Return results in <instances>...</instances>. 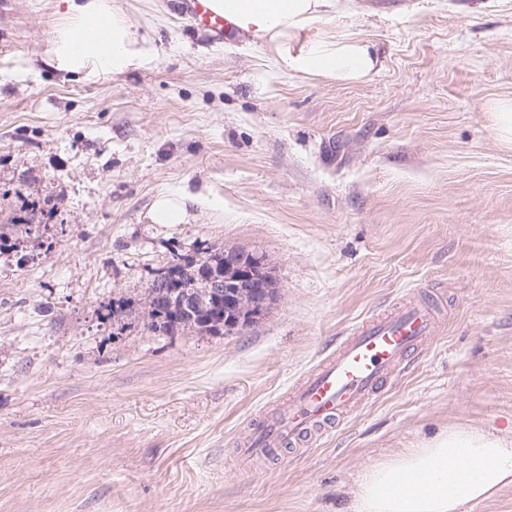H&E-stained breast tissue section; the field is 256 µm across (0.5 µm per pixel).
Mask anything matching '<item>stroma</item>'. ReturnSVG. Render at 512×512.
Masks as SVG:
<instances>
[{
	"label": "stroma",
	"instance_id": "stroma-1",
	"mask_svg": "<svg viewBox=\"0 0 512 512\" xmlns=\"http://www.w3.org/2000/svg\"><path fill=\"white\" fill-rule=\"evenodd\" d=\"M117 0L155 63H45L58 0H0V512H352L361 474L455 425L512 434V0H355L298 31L374 44L312 77ZM187 198L178 224L151 218ZM263 253L279 293L232 335L149 332L178 260ZM446 324L324 440L241 472L256 412L403 295ZM494 113L498 136L504 141L512 143V101L500 102ZM185 213V201L178 195H161L158 197L152 220L158 224H178Z\"/></svg>",
	"mask_w": 512,
	"mask_h": 512
}]
</instances>
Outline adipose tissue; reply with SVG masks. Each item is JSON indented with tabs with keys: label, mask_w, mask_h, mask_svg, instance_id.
Here are the masks:
<instances>
[{
	"label": "adipose tissue",
	"mask_w": 512,
	"mask_h": 512,
	"mask_svg": "<svg viewBox=\"0 0 512 512\" xmlns=\"http://www.w3.org/2000/svg\"><path fill=\"white\" fill-rule=\"evenodd\" d=\"M65 25L46 59L48 66L95 82L150 67L156 51L113 0H59ZM224 15L239 36L268 47L272 59L297 71L339 81L374 72L373 44L356 39L319 41L289 56L288 41L313 22L335 17L345 0H223ZM512 482V437L452 426L418 447L365 471L353 512H461Z\"/></svg>",
	"instance_id": "1"
}]
</instances>
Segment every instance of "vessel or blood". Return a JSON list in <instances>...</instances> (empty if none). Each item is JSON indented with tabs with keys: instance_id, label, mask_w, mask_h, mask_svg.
<instances>
[{
	"instance_id": "b4317fda",
	"label": "vessel or blood",
	"mask_w": 512,
	"mask_h": 512,
	"mask_svg": "<svg viewBox=\"0 0 512 512\" xmlns=\"http://www.w3.org/2000/svg\"><path fill=\"white\" fill-rule=\"evenodd\" d=\"M178 7L214 40L235 34L222 0H179ZM441 330L437 308L411 293L352 326L334 350L263 407L257 426L239 444V457L245 462L274 459L307 439L329 435Z\"/></svg>"
}]
</instances>
